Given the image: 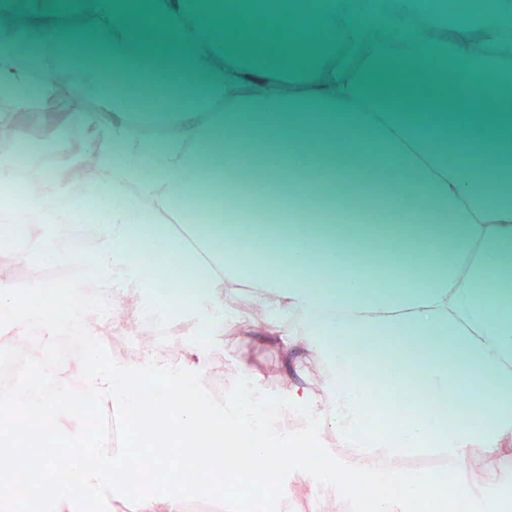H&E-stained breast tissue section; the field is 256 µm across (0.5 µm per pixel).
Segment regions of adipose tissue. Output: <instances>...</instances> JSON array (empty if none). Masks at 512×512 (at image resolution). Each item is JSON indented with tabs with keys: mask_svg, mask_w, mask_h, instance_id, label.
<instances>
[{
	"mask_svg": "<svg viewBox=\"0 0 512 512\" xmlns=\"http://www.w3.org/2000/svg\"><path fill=\"white\" fill-rule=\"evenodd\" d=\"M420 0H96L107 41L82 76L111 88L112 109L83 113L99 176L98 259L85 281L114 298L148 291L134 261L149 243L170 271L194 269L196 313L210 317L188 363L211 361L229 331L285 357L291 391L323 370L315 395L367 415L378 388L408 421L381 439L390 458L471 454L500 469L512 457V0H496L478 34L457 27L425 41L409 16ZM58 0H36L22 31L0 30V91L28 108L20 42L56 45ZM325 56L299 54L313 37ZM153 100L130 133V96ZM316 146L319 178L296 160ZM261 167L264 198L284 224H196L197 259L159 211L187 213L225 166ZM371 201L374 223L304 224L310 202ZM377 243L388 281L350 255ZM424 248L434 277L410 278ZM198 249V250H199Z\"/></svg>",
	"mask_w": 512,
	"mask_h": 512,
	"instance_id": "ef3b65f1",
	"label": "adipose tissue"
}]
</instances>
